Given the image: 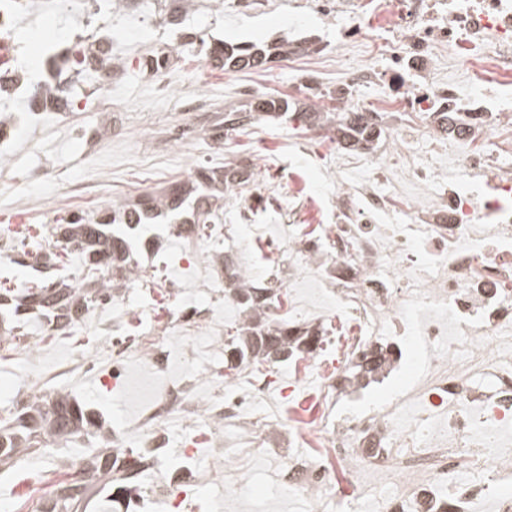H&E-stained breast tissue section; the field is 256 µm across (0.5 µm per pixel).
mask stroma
Returning <instances> with one entry per match:
<instances>
[{"instance_id":"1","label":"stroma","mask_w":512,"mask_h":512,"mask_svg":"<svg viewBox=\"0 0 512 512\" xmlns=\"http://www.w3.org/2000/svg\"><path fill=\"white\" fill-rule=\"evenodd\" d=\"M203 32L205 38L235 43L254 41L260 46L308 40L315 52L294 58L278 57L263 71H210L198 47H183L165 77L141 71L142 57L182 38L184 30ZM120 70L111 88L92 81L80 85L85 110L61 118L47 114L21 131L7 156L0 157V182L15 184V191H0V288L18 290L38 279L35 259L53 249V231L69 215L70 207L93 211L112 204H134L160 192L170 182L186 181L201 168H224L234 163L251 173L261 186L246 194L225 192L222 221L200 225L191 237L172 235L165 224L152 225L137 238L132 260L138 278L121 304H99L85 323L52 333L44 320L18 325L0 338V419L17 411V399L45 394H68L93 411L103 428L122 432L126 446L136 447L142 400L131 385L144 381L155 386L195 379L198 399L225 381L231 368L216 366L211 375L178 366L158 375L147 356H133L126 364L124 383L110 386L107 336L111 327L140 323L168 328L174 344L197 349L189 321L205 313L216 335L229 337L245 318L241 309L225 305L223 294L204 295L200 284L221 279L219 261L233 254L238 269L258 275L276 274L281 308L305 319L329 313L315 302L319 283L313 276L289 277L288 259L278 245L288 221V195L302 187L312 196L324 191L326 177L335 172L336 138L324 129L305 130L297 123L275 117L255 120L245 130L222 141L211 138L207 125L215 116L240 109L252 97L269 95L298 98L314 106V92H322L333 106L345 75L336 60V25L317 13L298 11L295 0H238L235 7L219 0H192L179 29L164 27L143 33L132 19L113 17ZM199 88L195 111L183 109L177 89L186 83ZM111 97L112 132L101 136V115L95 107ZM267 385L266 415L276 422L288 398L315 393L321 388L314 373L300 374L290 363L262 364ZM92 438H78L68 447L30 449L18 466L0 467V512H17L18 485L41 476L43 487L59 481L64 463L80 462L91 450ZM202 471L200 512H310L306 503L281 496L266 471L255 470L248 495L212 505L211 487L225 481L206 449H199Z\"/></svg>"}]
</instances>
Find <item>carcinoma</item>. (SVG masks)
I'll use <instances>...</instances> for the list:
<instances>
[{
	"instance_id": "obj_1",
	"label": "carcinoma",
	"mask_w": 512,
	"mask_h": 512,
	"mask_svg": "<svg viewBox=\"0 0 512 512\" xmlns=\"http://www.w3.org/2000/svg\"><path fill=\"white\" fill-rule=\"evenodd\" d=\"M161 15L167 24L176 25L184 0H158ZM203 59L215 67L261 68L280 52H272L250 44L229 45L200 39ZM258 112H276L297 120L302 127L334 120L328 112H311L291 103L289 99L257 97L250 108L228 112L212 124V131H237L250 125ZM379 123L373 112H345L340 128L345 139L358 145L371 144L379 136ZM218 177L211 170L197 175L192 189L175 182L166 187L164 194L147 198L138 207L114 205L99 210L91 217L80 216L59 227L66 246L80 252L88 267V281L84 288H69L58 281L31 288L21 295H0V311L11 310L17 319L44 317L59 326L73 327L81 323L90 310L102 300L112 296L115 280L120 275L134 281L131 269L126 267L129 253L128 235L116 228L118 224L137 225L161 211L168 215V223L174 224L181 210L189 206L197 215V223L212 224L220 219V207L212 194ZM225 184L245 189L250 175L244 167H234L224 174ZM247 319L237 328L228 348L229 360L242 362L280 363L288 361L294 351L312 353L321 341L320 333L302 330L286 321L269 323L262 319L263 310L271 302L269 288L250 286L240 292ZM100 426L94 415L85 407L64 394L49 400L36 399L23 408L14 423L0 425V465L17 462L31 448H41L51 439L97 435ZM117 461L112 452L101 451L87 462L90 472L114 473ZM89 486L81 482L62 481L46 493L48 505L45 512H86Z\"/></svg>"
}]
</instances>
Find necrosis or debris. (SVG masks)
I'll list each match as a JSON object with an SVG mask.
<instances>
[{
    "instance_id": "obj_1",
    "label": "necrosis or debris",
    "mask_w": 512,
    "mask_h": 512,
    "mask_svg": "<svg viewBox=\"0 0 512 512\" xmlns=\"http://www.w3.org/2000/svg\"><path fill=\"white\" fill-rule=\"evenodd\" d=\"M336 22V44L362 42L361 60L344 64L347 96L339 112H379L390 128L387 160L363 150L357 178L331 182L335 223L322 240L302 224H287L282 238L290 264L319 272L331 266L322 294L336 306L340 332L333 362L294 360L296 370L316 369L322 391L288 409L287 455L270 468L280 489L304 499L315 512H344L350 496L368 499L372 512H446L449 501L468 512H512V154L504 130L512 126L505 91L512 89V0H314ZM32 0H0V152L17 131L44 113L81 110L69 98L56 103L51 88L73 66L112 85V64L102 59L105 36L82 48L60 38L47 46L41 73L22 53L19 18ZM467 66L468 83L435 77L441 55ZM376 88L368 99L364 89ZM441 112L462 116L441 131ZM459 149L454 169L479 176L477 193L449 189L432 194L439 172L420 163V143ZM431 354L414 386L379 409L342 411L344 397L413 360L416 344ZM110 371L123 376L133 355L148 354L157 373L209 366L175 347L159 329L114 331ZM266 402L258 377L226 379L206 404L170 384L155 391L141 445H165L163 420L174 410H199L200 435L213 461L224 465L234 494L246 490L248 467L224 454V444L246 431L244 406ZM178 467L149 459L123 512H187L199 490L198 459L182 454Z\"/></svg>"
}]
</instances>
